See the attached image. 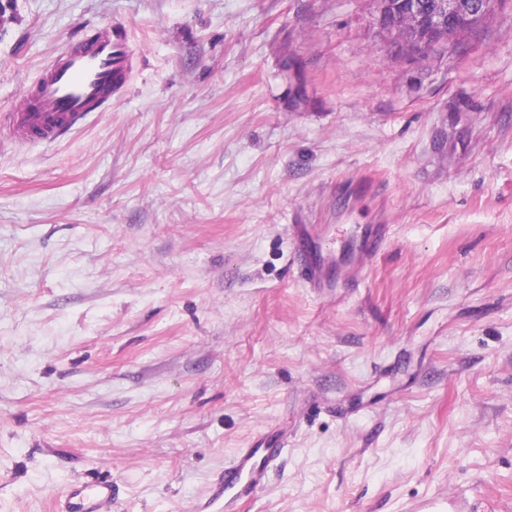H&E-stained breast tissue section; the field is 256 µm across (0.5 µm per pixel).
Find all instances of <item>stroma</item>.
I'll return each mask as SVG.
<instances>
[{"instance_id": "stroma-1", "label": "stroma", "mask_w": 512, "mask_h": 512, "mask_svg": "<svg viewBox=\"0 0 512 512\" xmlns=\"http://www.w3.org/2000/svg\"><path fill=\"white\" fill-rule=\"evenodd\" d=\"M110 21L127 93L0 141V512L98 478L109 512H224L278 431L239 512H512V0L420 61L373 0H7L0 113ZM293 233L297 240L295 256L301 259L310 288L327 292L335 283L325 277L323 268L331 256V241L320 224H296ZM287 443L284 434L257 440L253 447L242 448L224 469V511L235 512L239 501L264 488L269 480V464ZM446 510L448 512H482L483 508H480L479 501L470 502L467 491H461L458 496H454L452 498H448L446 502ZM423 510H428L426 512H445L446 510H441L442 505L437 500L430 501L424 505Z\"/></svg>"}]
</instances>
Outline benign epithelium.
<instances>
[{"mask_svg":"<svg viewBox=\"0 0 512 512\" xmlns=\"http://www.w3.org/2000/svg\"><path fill=\"white\" fill-rule=\"evenodd\" d=\"M377 22L389 35L406 34L404 47L422 60L434 45L448 43V34L464 32L492 9L495 0H374Z\"/></svg>","mask_w":512,"mask_h":512,"instance_id":"obj_1","label":"benign epithelium"}]
</instances>
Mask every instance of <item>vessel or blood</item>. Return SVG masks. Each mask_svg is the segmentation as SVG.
<instances>
[{"label":"vessel or blood","mask_w":512,"mask_h":512,"mask_svg":"<svg viewBox=\"0 0 512 512\" xmlns=\"http://www.w3.org/2000/svg\"><path fill=\"white\" fill-rule=\"evenodd\" d=\"M128 33L114 23L96 29L87 38L63 45L27 88L11 112L0 115V136L18 144H52L85 126L95 113L104 111L112 98L127 88L130 69ZM293 233L295 255L303 263L310 287L325 292L333 283L323 273L331 256V241L318 224H299ZM285 435L257 440L241 449L224 470V512H234L237 503L264 488L269 465L285 447ZM82 498L76 512H99L112 499L108 484L80 489ZM427 512H482L467 493L449 498L447 503H426Z\"/></svg>","instance_id":"1"}]
</instances>
